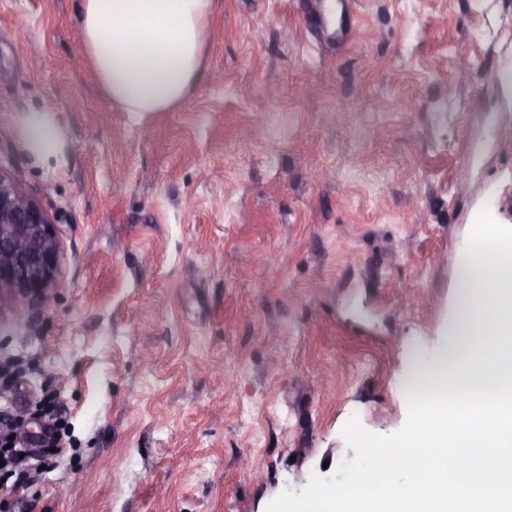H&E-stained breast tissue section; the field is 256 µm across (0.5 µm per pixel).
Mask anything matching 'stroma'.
Segmentation results:
<instances>
[{
    "mask_svg": "<svg viewBox=\"0 0 512 512\" xmlns=\"http://www.w3.org/2000/svg\"><path fill=\"white\" fill-rule=\"evenodd\" d=\"M81 0H0V170L62 272L0 306V424L70 436L15 512H266L400 429L472 217L512 225V0H218L190 98L143 120L85 63ZM52 109L64 163L32 158ZM52 109L33 110L20 119V134L27 151L39 161H54L63 158L64 134L51 117Z\"/></svg>",
    "mask_w": 512,
    "mask_h": 512,
    "instance_id": "stroma-1",
    "label": "stroma"
}]
</instances>
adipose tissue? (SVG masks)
I'll return each mask as SVG.
<instances>
[{"label":"adipose tissue","mask_w":512,"mask_h":512,"mask_svg":"<svg viewBox=\"0 0 512 512\" xmlns=\"http://www.w3.org/2000/svg\"><path fill=\"white\" fill-rule=\"evenodd\" d=\"M214 0H84L79 41L105 92L140 118L171 112L192 94L204 62ZM27 151L61 162L64 134L50 109L20 119Z\"/></svg>","instance_id":"obj_1"}]
</instances>
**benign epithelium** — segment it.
<instances>
[{"instance_id":"obj_1","label":"benign epithelium","mask_w":512,"mask_h":512,"mask_svg":"<svg viewBox=\"0 0 512 512\" xmlns=\"http://www.w3.org/2000/svg\"><path fill=\"white\" fill-rule=\"evenodd\" d=\"M59 267L56 225L0 171V300L45 299L57 283Z\"/></svg>"}]
</instances>
